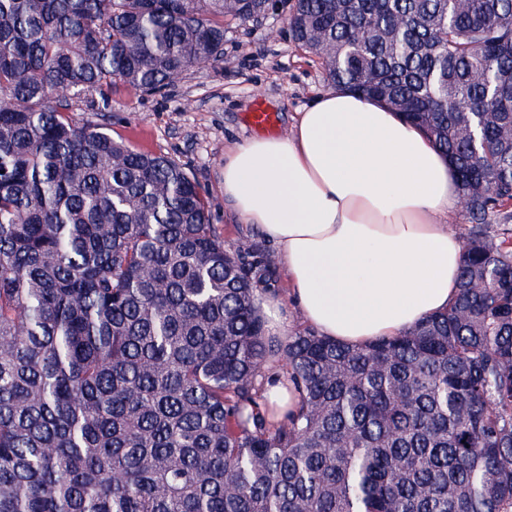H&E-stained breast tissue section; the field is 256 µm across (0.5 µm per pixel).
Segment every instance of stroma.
<instances>
[{
	"label": "stroma",
	"mask_w": 512,
	"mask_h": 512,
	"mask_svg": "<svg viewBox=\"0 0 512 512\" xmlns=\"http://www.w3.org/2000/svg\"><path fill=\"white\" fill-rule=\"evenodd\" d=\"M287 18L283 7L257 25L228 24L223 61L190 68L161 92L119 85L109 101L87 94L72 102L76 123L105 125L132 147L182 164L208 195L212 222L229 249L249 241L275 252L224 200L225 146L255 136L248 114L256 102L274 111L277 133L285 136L298 112L330 89L320 61L289 37Z\"/></svg>",
	"instance_id": "obj_1"
}]
</instances>
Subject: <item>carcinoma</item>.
Instances as JSON below:
<instances>
[{
  "label": "carcinoma",
  "mask_w": 512,
  "mask_h": 512,
  "mask_svg": "<svg viewBox=\"0 0 512 512\" xmlns=\"http://www.w3.org/2000/svg\"><path fill=\"white\" fill-rule=\"evenodd\" d=\"M269 6L0 0V512H512V0L292 6L336 89L448 156L472 223L448 309L364 346L270 335L273 259L57 96L158 92Z\"/></svg>",
  "instance_id": "carcinoma-1"
}]
</instances>
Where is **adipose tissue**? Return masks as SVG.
Here are the masks:
<instances>
[{
  "label": "adipose tissue",
  "mask_w": 512,
  "mask_h": 512,
  "mask_svg": "<svg viewBox=\"0 0 512 512\" xmlns=\"http://www.w3.org/2000/svg\"><path fill=\"white\" fill-rule=\"evenodd\" d=\"M448 157L376 100L333 90L289 135L224 151V198L277 249L323 336L365 345L443 311L457 291L460 206Z\"/></svg>",
  "instance_id": "obj_1"
}]
</instances>
